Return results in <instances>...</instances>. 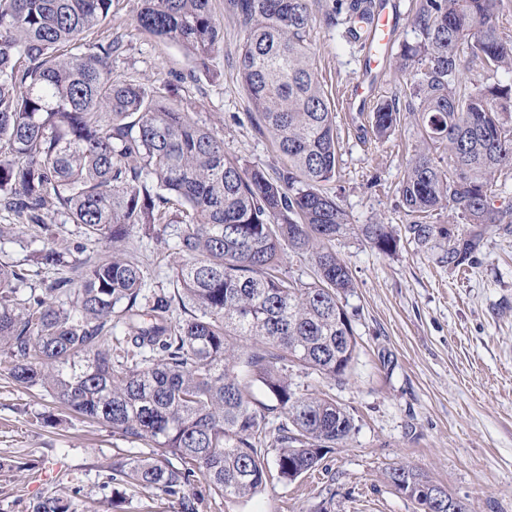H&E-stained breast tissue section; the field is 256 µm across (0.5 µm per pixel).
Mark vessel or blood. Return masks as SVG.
Listing matches in <instances>:
<instances>
[{
    "mask_svg": "<svg viewBox=\"0 0 512 512\" xmlns=\"http://www.w3.org/2000/svg\"><path fill=\"white\" fill-rule=\"evenodd\" d=\"M399 31V0H378L371 32L374 44L365 59L362 73L346 101L347 109H354L355 105L358 104H366L368 99L366 91L376 83L375 69L378 65V59L387 55Z\"/></svg>",
    "mask_w": 512,
    "mask_h": 512,
    "instance_id": "b4317fda",
    "label": "vessel or blood"
}]
</instances>
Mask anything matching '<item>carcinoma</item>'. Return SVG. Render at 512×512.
Segmentation results:
<instances>
[{"mask_svg":"<svg viewBox=\"0 0 512 512\" xmlns=\"http://www.w3.org/2000/svg\"><path fill=\"white\" fill-rule=\"evenodd\" d=\"M113 0H0V238L40 246L26 262H0V365L21 387L47 391L66 411L154 448L118 454L108 481L123 495L150 491L174 512H200L205 496L250 499L271 474L316 469L345 443L354 419L326 393L299 394L290 368L330 379L348 372L357 340L342 296L348 266L333 249L350 230L326 182L338 163L335 113L314 70L307 0H226L245 27L241 83L288 171L276 179L224 154V139L169 98L114 74L111 40L68 46L112 13ZM501 0H420V42L402 48L423 139L448 148V169L428 146L407 163L403 228L361 224L384 254L401 237L443 252L456 269L475 263L485 234L501 223L492 204L496 173L512 169V84L460 85L463 61L512 73V38L499 31ZM372 0H334L371 25ZM141 28L181 46L205 68L223 40L211 0H142ZM401 120L376 105L372 133ZM469 229L427 222L441 209ZM81 242L60 240L54 215ZM172 230L178 261L170 288H152L148 267L127 244L134 230ZM305 257L311 282L282 273L284 250ZM64 267L35 288L31 277ZM183 316H174L176 309ZM259 385L271 403L258 400ZM388 478L418 509L439 489L408 465ZM31 512H69L47 496Z\"/></svg>","mask_w":512,"mask_h":512,"instance_id":"obj_1","label":"carcinoma"}]
</instances>
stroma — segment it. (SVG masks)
Listing matches in <instances>:
<instances>
[{
  "mask_svg": "<svg viewBox=\"0 0 512 512\" xmlns=\"http://www.w3.org/2000/svg\"><path fill=\"white\" fill-rule=\"evenodd\" d=\"M224 4L212 0L224 40L204 71L193 68L179 45L137 27L141 0H113L108 18L75 48L107 38L119 42L115 74L148 86L169 83L173 102L223 137L227 157L275 177L287 164L259 128L240 82L246 31ZM402 4L405 20L372 97L376 104L397 102L401 122L379 141L370 112H347L341 104L365 47L349 41L343 26L324 23L328 0H308L316 74L336 115L339 140L336 175L327 188L353 224L408 221L399 188L420 137L400 51L421 35L409 22L417 0ZM493 204L503 222L486 235L474 265L461 270L406 240L390 256L352 233L337 240L353 280L343 304L356 355L342 381L297 369L292 382L301 394L330 392L354 417V433L312 474L268 482L245 501L206 499L201 512H417L386 478L400 464L469 512H512V170L496 178ZM130 242L160 286H168L176 261L172 246L141 230ZM59 414L50 394L18 387L0 367V461L9 464L0 471V512H29L30 502L47 496L67 499L69 512H166L161 498L124 499L103 486L113 456L150 455L146 443Z\"/></svg>",
  "mask_w": 512,
  "mask_h": 512,
  "instance_id": "35a3bbf8",
  "label": "stroma"
}]
</instances>
